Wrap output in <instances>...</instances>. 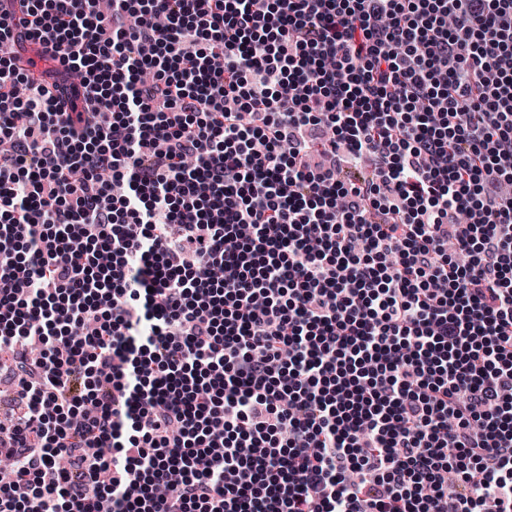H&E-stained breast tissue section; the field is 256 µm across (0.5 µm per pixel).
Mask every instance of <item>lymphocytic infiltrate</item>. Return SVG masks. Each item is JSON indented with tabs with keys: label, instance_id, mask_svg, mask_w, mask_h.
Wrapping results in <instances>:
<instances>
[{
	"label": "lymphocytic infiltrate",
	"instance_id": "lymphocytic-infiltrate-1",
	"mask_svg": "<svg viewBox=\"0 0 512 512\" xmlns=\"http://www.w3.org/2000/svg\"><path fill=\"white\" fill-rule=\"evenodd\" d=\"M509 183L512 0H0V512H512Z\"/></svg>",
	"mask_w": 512,
	"mask_h": 512
}]
</instances>
